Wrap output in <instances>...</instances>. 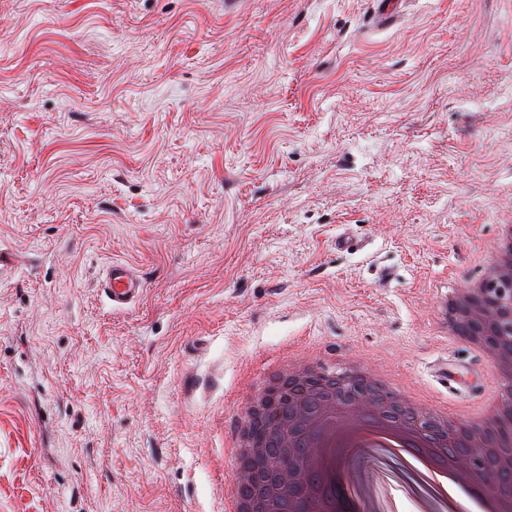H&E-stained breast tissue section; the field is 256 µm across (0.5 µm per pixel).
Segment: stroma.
<instances>
[{
    "instance_id": "1",
    "label": "stroma",
    "mask_w": 512,
    "mask_h": 512,
    "mask_svg": "<svg viewBox=\"0 0 512 512\" xmlns=\"http://www.w3.org/2000/svg\"><path fill=\"white\" fill-rule=\"evenodd\" d=\"M371 10L0 0V512H225L292 349L501 394L431 314L512 215V0ZM100 286L112 313L125 314L135 308L145 282L132 265L115 261L105 267ZM437 377L443 381L448 386H452V384H461V380L463 378H468L470 380L469 384L465 386H470L476 376L475 374L465 365L461 364L455 359L448 358V363H444L437 372ZM454 390H460L452 386Z\"/></svg>"
}]
</instances>
